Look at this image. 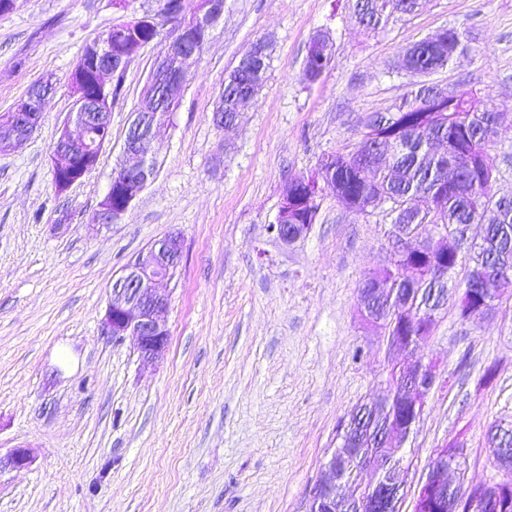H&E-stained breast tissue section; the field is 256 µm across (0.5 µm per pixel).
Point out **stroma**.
I'll list each match as a JSON object with an SVG mask.
<instances>
[{"label":"stroma","mask_w":512,"mask_h":512,"mask_svg":"<svg viewBox=\"0 0 512 512\" xmlns=\"http://www.w3.org/2000/svg\"><path fill=\"white\" fill-rule=\"evenodd\" d=\"M159 8L16 0L0 15V113L52 85L39 128L0 153V450L35 452L29 468L0 472V512H306L338 422L384 377V331L362 318L358 287L386 260L389 224L379 209H342L328 189L304 239L285 246L266 227L287 178L353 150L363 119L409 92L397 71L404 51L442 28L467 27L474 50L430 80L504 109L492 153L497 187L512 194V0H427L377 33L358 25L351 0H224L170 114L156 176L121 223L91 231L168 41L158 36L129 64L111 142L59 194L51 152L72 106L69 75L113 25ZM317 33L333 45L331 65L304 84ZM260 38L272 48L267 81L236 125L219 127L224 80ZM170 232L184 250L161 284L169 351L147 364L135 337L111 336L102 321L115 274ZM421 357L453 378L415 425L401 480L415 491L435 448L454 441L467 450L466 486L499 482L485 431L512 419V289L472 322L447 310L400 360Z\"/></svg>","instance_id":"stroma-1"}]
</instances>
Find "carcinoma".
Segmentation results:
<instances>
[{
    "mask_svg": "<svg viewBox=\"0 0 512 512\" xmlns=\"http://www.w3.org/2000/svg\"><path fill=\"white\" fill-rule=\"evenodd\" d=\"M422 0H356L354 10L369 31L387 27L404 15L415 13ZM112 55L129 53L136 43L155 39L160 31L153 26L149 15L141 16L134 33L115 25L109 30ZM471 50L469 32L452 25L440 41L423 47L408 48L400 68L411 77L412 89L398 102L364 120V143L367 149L354 161L342 153L323 156L317 171L326 180L336 202L346 210L359 212L374 196L390 200L386 217L399 211L405 225L407 249L398 258V267L383 269L388 280L386 292L371 297L368 307L377 317L386 319L403 308L405 316L398 324L407 327L414 336L425 335L423 317L437 309L441 290H447L448 300L456 308L460 321L466 322V312L481 300L484 291L478 288L474 272L490 266L512 269V196L495 190L496 167L489 151L490 131L499 108L488 97L474 92L458 101L435 104L426 98V90L416 78L443 69L461 52ZM331 63V49L305 60L302 80L324 73ZM270 67V51H265L262 71H251L239 64L224 82V116L241 111L243 99L239 88L248 83L249 97H255L264 85ZM458 162L456 182L448 183V162ZM294 199V224L312 225L316 222L322 200L313 197L303 181L288 186ZM421 197H428L439 212L432 213L415 206ZM497 213L484 225L481 241L471 243L462 234L448 237V253L430 257L416 248L420 237L432 224L466 228L481 223L489 212ZM467 266L460 282L453 280L459 265ZM401 408L392 401L376 404L371 398L357 406L337 427V447L353 448L355 453L340 460L339 484L350 485L349 495L336 494V512H363L369 487L357 483L359 474L374 459H382L376 470L378 481L397 490L400 470V451L387 447L385 434L389 425L398 421Z\"/></svg>",
    "mask_w": 512,
    "mask_h": 512,
    "instance_id": "obj_1",
    "label": "carcinoma"
}]
</instances>
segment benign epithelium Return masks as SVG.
Returning <instances> with one entry per match:
<instances>
[{"instance_id":"obj_1","label":"benign epithelium","mask_w":512,"mask_h":512,"mask_svg":"<svg viewBox=\"0 0 512 512\" xmlns=\"http://www.w3.org/2000/svg\"><path fill=\"white\" fill-rule=\"evenodd\" d=\"M224 16V0H199L195 3L191 17L181 18L160 9L154 15L155 26L171 25L177 31V37L169 39L166 55L160 64L172 68V77L164 83L148 80L146 87L153 98L173 100L181 97L188 78V62L200 56L195 48L198 33L209 32ZM137 56L132 53L125 64L112 60V42L99 40L86 47L73 73L90 75L99 89L98 95H92L75 79H70L73 98L71 120L80 129V135L73 137L68 128H63L52 150L53 182L57 192L66 191L86 174L92 171L109 141L98 134L111 125L112 75L124 68V65ZM51 90L48 84L34 86L28 95L18 100L8 112L0 114V150L28 138L40 125L42 111L39 104ZM123 160L117 173L111 179L109 191L98 204V223L102 225L118 224L128 212L133 201L147 187L152 179L149 158L144 141L137 138L124 140ZM120 188L123 205L112 207V189ZM289 201L282 196L281 205L275 217V223L268 225L267 231L283 245L292 244L306 234L302 225L288 231ZM448 244V232L438 228L436 234L421 242V247L429 253L439 252ZM183 255V240L178 233H169L152 242L135 260L125 265L118 276L112 280L111 293L103 320V331L113 336L131 334L136 337L140 358L145 363H155L164 359L169 345V330L166 313L169 308V295L159 291L158 285L173 277ZM508 275L501 269L483 278V287L488 289L485 300L468 314L469 319L482 318L496 309V297L493 288ZM416 336H408L399 330L386 336V362L389 367L399 371V376L409 379L408 385L397 390L392 382L381 385L376 397L396 399L410 409L412 417L406 424L401 422L391 429L389 442L404 447L415 423L425 411L427 399L440 380L438 364L425 358H419L408 366L395 363L392 356L398 352L416 347ZM457 449H448L443 444L435 449L427 467L425 477L419 482L413 497L412 512H444L448 501L444 497V486L448 482V460H456ZM496 458L504 472L502 479L493 486L482 487L481 493L470 498L464 507L466 512H505L507 503L501 501L502 493L512 487V466L503 458V449L495 448ZM34 461L33 449L19 446L0 456V470L6 467L21 469ZM339 477L336 471V451H331L323 465V474L310 494L307 512H329L332 508L331 493L336 491ZM395 492L383 484L370 489L365 505L374 507L383 501L394 503Z\"/></svg>"}]
</instances>
